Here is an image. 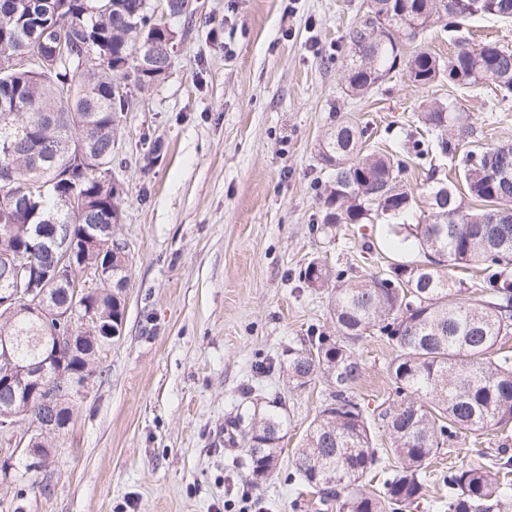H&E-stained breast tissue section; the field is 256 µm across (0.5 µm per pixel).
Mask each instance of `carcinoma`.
I'll list each match as a JSON object with an SVG mask.
<instances>
[{
	"mask_svg": "<svg viewBox=\"0 0 512 512\" xmlns=\"http://www.w3.org/2000/svg\"><path fill=\"white\" fill-rule=\"evenodd\" d=\"M13 0H0V54L27 49L52 56L59 33L84 29L95 50L109 59L106 69H79L81 47L69 64L53 72L34 68L0 77V97L25 102L23 112L0 110V141L29 136L28 154L0 150V170L10 168L18 181H55L53 188L29 202L12 198L0 182V254L28 252L40 266L47 251L33 245L40 224H68L84 260L95 264L111 259L114 276L128 279V252L116 246L118 237H103L83 248L87 228L112 216L121 223V194L104 190L98 163L78 162L62 153V139L83 134L114 171L116 155L109 145L120 136L126 103L115 88L131 85L145 92L166 78L160 66L174 61L134 59L135 42L160 43L173 29L154 16L150 0H70L60 12L57 0H25L15 11ZM470 0H371L364 19L348 32L350 46L347 89L354 96L372 90L396 68L402 42L409 41L445 18L455 32L463 22L490 18L512 20V0H485L482 12L470 11ZM405 69L418 87L442 77L461 88L491 83L502 99L512 98V48L496 42L466 44L448 59L416 51ZM424 132L404 146L407 159L363 151L365 128L340 117L323 137L319 158L330 171L322 187V224L388 223L399 242L418 249L420 265L397 263L350 283L344 271L323 262L310 263L302 275L305 287L329 293L333 336H309L304 345L288 349V359L269 363L288 386L321 385L322 409L310 423L292 460V476L319 494L320 512H402L426 495V462L450 442L476 437L481 431H505L512 426V356L501 350L512 335V145L469 151L459 160L461 184L438 177L432 165L437 151L456 156L462 139L472 131L460 125L452 104L431 102L420 112ZM411 160L427 170L424 192L427 215L415 224L392 223L417 205L414 192L399 180ZM89 199L90 214L79 220L71 212L72 194ZM472 263L484 265L485 294H459L452 272ZM43 288L55 304L72 301L68 289L46 281ZM99 321L123 326L121 299L103 288L90 298ZM18 302L0 306V336L17 339L12 361L0 360V380L23 379L49 386L57 366L42 365L41 337L50 333ZM371 333L396 348L388 374L396 400L375 414L355 395L363 376L357 344ZM99 347L87 341L64 354L71 375H96ZM39 367V377L21 369ZM12 411L39 419L38 398L15 403L0 399V412ZM385 428L391 448H378L372 428ZM231 437L241 447L236 463L256 481L278 466L280 440L288 428L282 396L268 397L266 408L233 421ZM396 458L380 489L368 487L365 476ZM448 488V512H509L512 508V458L493 466L473 453L442 476Z\"/></svg>",
	"mask_w": 512,
	"mask_h": 512,
	"instance_id": "cac0c4a2",
	"label": "carcinoma"
}]
</instances>
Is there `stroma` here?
<instances>
[{
    "mask_svg": "<svg viewBox=\"0 0 512 512\" xmlns=\"http://www.w3.org/2000/svg\"><path fill=\"white\" fill-rule=\"evenodd\" d=\"M198 5L171 22L179 48L169 75L137 94L120 123L114 233L131 256L122 333L100 351L101 373L67 427L47 437L45 466L29 468L22 453L27 424L0 434V512H315L288 475L323 396L254 365L286 359L310 332L332 334L327 292L300 277L310 262L360 280L419 257L375 252L379 224L311 232L323 215L318 151L333 114L365 127L368 148L399 151L419 103L449 100L473 129L470 148L512 145V100L490 85L417 88L398 68L364 97L348 92L346 35L369 0ZM460 38L512 47V21L474 20L458 35L436 25L403 52L445 58ZM358 353L361 403L391 402L393 347L371 336ZM275 391L288 415L280 466L253 485L228 465L236 450L226 425ZM465 455L461 441L442 448L425 499L404 512H439V472Z\"/></svg>",
    "mask_w": 512,
    "mask_h": 512,
    "instance_id": "obj_1",
    "label": "stroma"
}]
</instances>
